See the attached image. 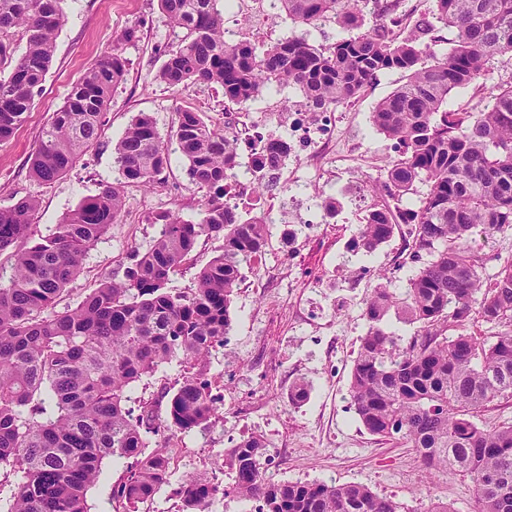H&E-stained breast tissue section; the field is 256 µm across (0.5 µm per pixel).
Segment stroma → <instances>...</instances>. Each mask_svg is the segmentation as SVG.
I'll list each match as a JSON object with an SVG mask.
<instances>
[{"label": "stroma", "mask_w": 512, "mask_h": 512, "mask_svg": "<svg viewBox=\"0 0 512 512\" xmlns=\"http://www.w3.org/2000/svg\"><path fill=\"white\" fill-rule=\"evenodd\" d=\"M62 7L65 19L41 93L14 136L0 144V207L25 196L36 197V234L51 233L66 214L94 195L100 184L118 179L113 147L135 114L150 113L161 137L166 139L181 109L199 112L208 125L218 130L224 127L225 113L234 112L248 128L257 111L282 107L288 99L302 97L296 88L270 87L239 105L207 85L170 88L155 81L166 52L178 42L159 0H64ZM399 11L405 16L399 35H406L409 26L428 21L437 58L448 55L454 46L455 32L433 15L429 0H401ZM268 25L276 32L305 37L325 49L354 35L353 30L331 19L309 26L294 23L280 7L270 14ZM132 27L138 30L136 38L123 40L124 31ZM115 47L128 61L127 73L112 94L99 145L86 152L61 179L50 184L33 181L28 176L27 159L42 128L62 105L72 85ZM404 80L402 71H384L356 101L346 105V131L362 140V150L337 163L335 182L323 187L317 196L321 204L328 197H337L340 212L334 223L301 239L294 253L297 265L318 274L336 267L348 271L359 266L367 267L373 274L389 272L391 286L400 295L404 294L408 279L420 269L419 264L407 261L403 254L407 225H400L391 240L366 256L351 249L358 227L350 219L354 196H363L371 205L377 203L378 197L371 187L385 181L388 170L401 155L394 140L374 129L371 113ZM202 195V190L189 179L185 161L176 153L171 156V169L164 181L149 188L126 185L120 220L88 252L80 275L64 292L60 306H76L103 278L123 272L131 250L148 249L160 231L159 225L152 222L155 214L175 211L182 219L198 220ZM265 258V263L254 262L241 269V285L230 307V341L210 353L208 378L216 394L233 391L241 395L251 388L261 390L265 396V416L285 425L288 470H269L267 479L362 484L375 493L393 497L409 512H428L438 502L448 504L451 512H474L476 489L470 478L430 471L415 448L398 439H381L364 428L349 393L357 344L340 352L333 341L325 339L318 343L295 335L292 323L303 291L277 280L276 275L285 264L280 253L269 250ZM268 289L279 293L281 305L276 316L261 325L254 314L262 307ZM259 335L268 338L270 350L249 347V339ZM181 372V366L175 362L159 368L128 391V407L136 409L147 402L153 405L158 417H165L168 396ZM299 381L313 382L314 390L305 409L295 411L287 407L285 395ZM240 425L235 410L224 406L207 426L176 434L171 442L149 436V448L167 445L171 480L154 498L141 504L139 512H180L182 505L175 491L187 475L195 472H208L215 483L224 484L226 437ZM125 468V460H105L99 482L87 494L88 512H124L125 503L113 498L112 488Z\"/></svg>", "instance_id": "35a3bbf8"}]
</instances>
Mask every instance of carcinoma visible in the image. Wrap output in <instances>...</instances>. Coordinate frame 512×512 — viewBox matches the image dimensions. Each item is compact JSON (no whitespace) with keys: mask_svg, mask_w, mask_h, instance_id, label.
I'll return each instance as SVG.
<instances>
[{"mask_svg":"<svg viewBox=\"0 0 512 512\" xmlns=\"http://www.w3.org/2000/svg\"><path fill=\"white\" fill-rule=\"evenodd\" d=\"M180 31L156 80L178 88L218 86L243 104L271 84L295 86L314 110L357 98L385 70L407 81L372 113L375 128L403 148L388 170L392 203L373 207L354 247L370 253L407 224L410 259L424 262L400 298L377 288L366 302L369 327L360 338L350 393L365 429L398 437L432 471L469 477L476 512H512V424L481 428L475 414L512 398V258L484 275L487 257L472 244L479 232L494 238L512 230V84L490 88L477 112L448 108V95L480 87L499 57L512 56V0H431L437 19L455 31L448 56L422 62L416 25L399 39L387 24L402 22L399 0H282L292 21L312 25L332 18L365 25L373 4L375 25L322 50L291 38L259 54L249 44L224 39L216 0H159ZM62 0H0V142L25 121L41 91L62 25ZM25 48L15 55L13 39ZM128 62L112 53L72 86L28 158L29 177L52 183L66 175L101 137L112 91ZM165 142L153 117L137 113L114 147L121 180L104 184L68 213L55 230L9 255V277L0 279V470L21 474L7 512H87V493L107 458L128 460L112 496L131 506L153 498L169 483L161 451L146 452V436L207 425L218 401L205 378L211 350L224 346L232 297L241 267L266 246V225L224 207L225 171L237 145L210 127L200 113L182 109ZM205 191L199 219L168 211L153 244L132 253L122 277L106 278L75 307L55 310L79 274L88 251L118 223L126 184H154L171 167V150ZM428 192L420 205H404L414 183ZM38 211L33 197L0 207V255L32 234ZM219 241L193 287L171 292L201 237ZM416 331L407 344L382 326L389 314ZM494 329L478 338L470 321ZM174 361L184 375L160 421L145 403L138 416L126 392ZM267 443L249 437L224 451L232 490L259 498V512H405L391 497L357 484L269 482ZM211 477L195 474L176 494L182 512H209Z\"/></svg>","mask_w":512,"mask_h":512,"instance_id":"1","label":"carcinoma"}]
</instances>
